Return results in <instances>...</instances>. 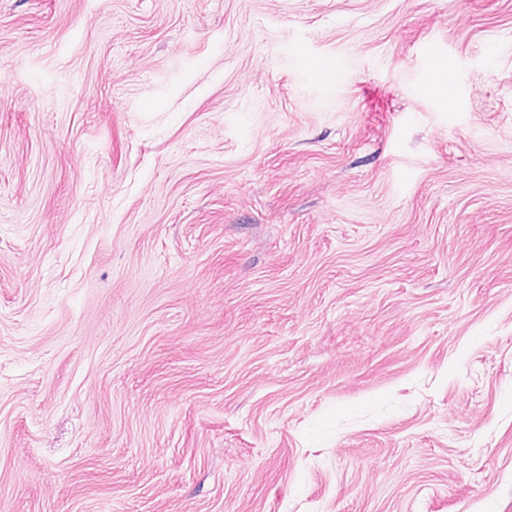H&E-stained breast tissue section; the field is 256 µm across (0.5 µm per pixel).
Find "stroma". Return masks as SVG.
<instances>
[{
    "label": "stroma",
    "mask_w": 512,
    "mask_h": 512,
    "mask_svg": "<svg viewBox=\"0 0 512 512\" xmlns=\"http://www.w3.org/2000/svg\"><path fill=\"white\" fill-rule=\"evenodd\" d=\"M0 512H512V0H0Z\"/></svg>",
    "instance_id": "obj_1"
}]
</instances>
